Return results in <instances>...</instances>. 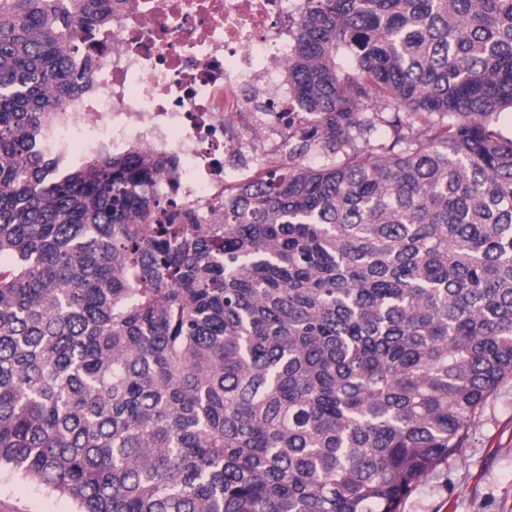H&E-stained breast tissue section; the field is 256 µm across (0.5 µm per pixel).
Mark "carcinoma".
<instances>
[{"label":"carcinoma","instance_id":"cac0c4a2","mask_svg":"<svg viewBox=\"0 0 512 512\" xmlns=\"http://www.w3.org/2000/svg\"><path fill=\"white\" fill-rule=\"evenodd\" d=\"M309 2L207 224L41 149L112 0H0V466L80 512H400L512 377V0Z\"/></svg>","mask_w":512,"mask_h":512}]
</instances>
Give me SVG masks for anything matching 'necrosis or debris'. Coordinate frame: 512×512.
I'll return each mask as SVG.
<instances>
[{"label": "necrosis or debris", "instance_id": "necrosis-or-debris-1", "mask_svg": "<svg viewBox=\"0 0 512 512\" xmlns=\"http://www.w3.org/2000/svg\"><path fill=\"white\" fill-rule=\"evenodd\" d=\"M309 0H112L110 24L87 42L90 89L41 136L79 164L139 144L175 156L176 194L203 216L227 188L275 165L263 147L300 106L287 66Z\"/></svg>", "mask_w": 512, "mask_h": 512}]
</instances>
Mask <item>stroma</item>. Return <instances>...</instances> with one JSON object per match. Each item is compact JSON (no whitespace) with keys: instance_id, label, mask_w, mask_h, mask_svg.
Masks as SVG:
<instances>
[{"instance_id":"35a3bbf8","label":"stroma","mask_w":512,"mask_h":512,"mask_svg":"<svg viewBox=\"0 0 512 512\" xmlns=\"http://www.w3.org/2000/svg\"><path fill=\"white\" fill-rule=\"evenodd\" d=\"M68 496L0 468V512H76ZM400 512H512V379L470 423L463 448L424 477Z\"/></svg>"}]
</instances>
